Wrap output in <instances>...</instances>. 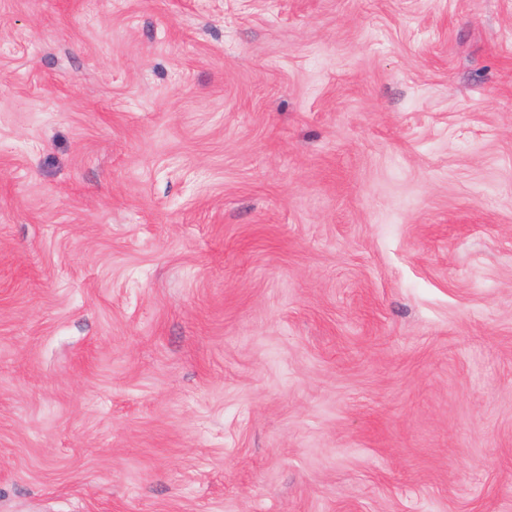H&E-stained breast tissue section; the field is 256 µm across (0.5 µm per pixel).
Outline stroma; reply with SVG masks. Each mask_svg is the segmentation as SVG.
Instances as JSON below:
<instances>
[{
    "mask_svg": "<svg viewBox=\"0 0 512 512\" xmlns=\"http://www.w3.org/2000/svg\"><path fill=\"white\" fill-rule=\"evenodd\" d=\"M0 512H512V0H0Z\"/></svg>",
    "mask_w": 512,
    "mask_h": 512,
    "instance_id": "1",
    "label": "stroma"
}]
</instances>
